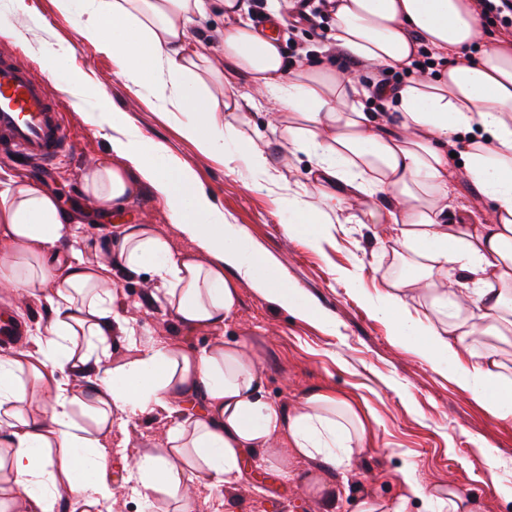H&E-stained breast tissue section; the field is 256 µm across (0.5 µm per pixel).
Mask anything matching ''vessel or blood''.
Masks as SVG:
<instances>
[{
    "mask_svg": "<svg viewBox=\"0 0 512 512\" xmlns=\"http://www.w3.org/2000/svg\"><path fill=\"white\" fill-rule=\"evenodd\" d=\"M62 104L48 83L11 51L0 52V152L19 161L53 165L73 144Z\"/></svg>",
    "mask_w": 512,
    "mask_h": 512,
    "instance_id": "obj_1",
    "label": "vessel or blood"
}]
</instances>
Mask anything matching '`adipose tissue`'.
<instances>
[{
  "instance_id": "1",
  "label": "adipose tissue",
  "mask_w": 512,
  "mask_h": 512,
  "mask_svg": "<svg viewBox=\"0 0 512 512\" xmlns=\"http://www.w3.org/2000/svg\"><path fill=\"white\" fill-rule=\"evenodd\" d=\"M77 19L82 36L111 56L135 94L163 112H178L182 136L206 156L235 149L256 187L274 183L273 163L242 130L247 96L233 84L213 91L203 51L186 54L188 27L210 0H55ZM328 39L311 60L287 71L275 37L238 20L223 32L224 65L290 114L277 132L290 151L315 158L321 181L338 185L313 208L307 193L280 197L289 234L319 238L341 223L352 201L380 194L372 223L391 225L397 254L418 269L394 279L371 306L390 320L397 341L416 343L434 371L451 374L498 420H512V369L482 337L512 343V44L482 40L474 0H335ZM437 61L434 75L413 76L369 111L375 83L340 72L334 54L358 67L403 70L420 52ZM71 46L45 48L49 74L67 71L64 93L111 131L118 165H98L83 191L95 208L124 209L143 187L164 201L171 224L196 246L175 252L150 224H119L102 243L107 259L90 262L74 214L53 195L14 178L0 179V286L41 297L50 312L24 346L0 355V512H57L69 493L77 512H112L108 476L112 429L142 416H164L159 445L145 449L130 474L144 498L166 493L174 512H190L197 485H235L246 459L274 448L312 461L313 487L332 498L365 450L374 414L366 402L316 390L294 407L268 400L263 376L245 343L224 342L240 283L307 320L322 312L304 299L278 261L264 257L240 225L162 143L105 109L104 92L69 67ZM458 147L455 168L448 153ZM467 178L493 206L479 224H448L451 187ZM149 273L173 317L206 329L203 349L143 339L135 318L114 308L112 265ZM472 276L467 308L451 299L452 272ZM121 344L123 358L113 359ZM202 409L184 419L188 403ZM405 492L384 503L365 498L362 512H471L464 493L425 488L413 471Z\"/></svg>"
}]
</instances>
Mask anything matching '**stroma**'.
Segmentation results:
<instances>
[{
    "label": "stroma",
    "instance_id": "obj_1",
    "mask_svg": "<svg viewBox=\"0 0 512 512\" xmlns=\"http://www.w3.org/2000/svg\"><path fill=\"white\" fill-rule=\"evenodd\" d=\"M38 23L16 25L0 33V47L40 69L45 44L67 43L71 65L88 72L105 91L110 110L125 113L145 136L164 144L177 161L192 168L201 184L223 209L228 221L240 225L261 253L279 260L289 280L324 313L325 322L306 320L269 304L248 284H240V302L224 330L227 341H243L264 376L265 396L282 405L299 403L305 393L321 388L367 401L375 414L369 431V452L357 458L347 483L339 485L333 509L307 490L308 463L249 461L237 487L212 493L199 490L192 512H357L360 494L395 499L402 492V473L414 469L425 485L448 484L477 501L478 512H512V420H497L451 377L439 373L409 344L396 340L390 323L367 304L368 296L384 291L401 270L389 235L352 208L348 223L335 225L330 236L313 242L289 235L274 193L250 187L239 162L202 155L180 133L179 117L157 109L152 99L131 91L117 76L111 57L80 36L74 19L60 15L53 0H33ZM228 21L220 5L190 24L191 46H206L218 55ZM63 124L73 143L71 154L47 171L15 165L0 155V171L56 196L81 224L85 256L102 258L99 244L114 224H151L169 237L174 250L193 252L194 244L166 218L162 199L144 189L120 216L95 210L82 190L88 169L114 164L116 156L86 110L63 96ZM247 115L273 153L279 183L287 192L310 185L312 163L305 153H289L271 125L287 121L286 112L260 100ZM491 202L466 179L454 185L448 209L452 224L479 223ZM116 307L134 316L142 334L165 338L187 348H205L215 337L176 324L163 299L151 297L150 277L132 276L112 268ZM167 427L158 417H141L117 434L109 469L118 489L114 512H169V497L159 494L145 504L128 479L139 450L153 447ZM497 469L499 486L486 484Z\"/></svg>",
    "mask_w": 512,
    "mask_h": 512
}]
</instances>
